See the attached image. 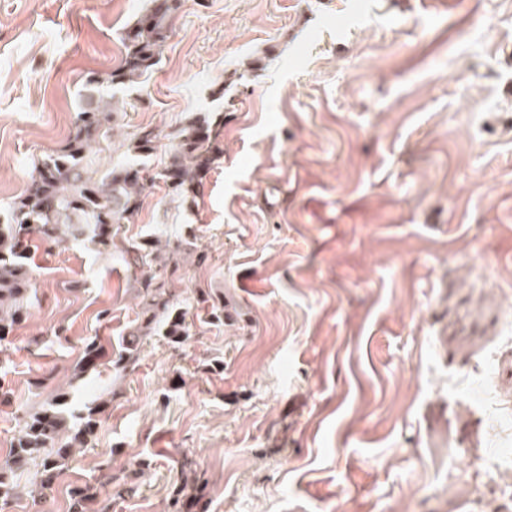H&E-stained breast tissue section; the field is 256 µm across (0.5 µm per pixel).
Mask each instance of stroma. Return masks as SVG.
<instances>
[{"instance_id": "35a3bbf8", "label": "stroma", "mask_w": 512, "mask_h": 512, "mask_svg": "<svg viewBox=\"0 0 512 512\" xmlns=\"http://www.w3.org/2000/svg\"><path fill=\"white\" fill-rule=\"evenodd\" d=\"M147 0H0V210L73 132L87 74L126 142L223 116L192 208L146 191L115 249L31 248V307L0 342V463L24 418L112 401L39 505L98 487L109 512H512L458 451L512 457V0H180L160 64L111 85ZM192 235L170 279L197 334L112 364L138 300L120 249ZM223 299L207 321L202 295ZM108 318H101L102 310ZM105 356L74 376L85 340ZM192 458V470L180 465ZM111 463L136 484L98 485Z\"/></svg>"}]
</instances>
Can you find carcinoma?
<instances>
[{
	"instance_id": "cac0c4a2",
	"label": "carcinoma",
	"mask_w": 512,
	"mask_h": 512,
	"mask_svg": "<svg viewBox=\"0 0 512 512\" xmlns=\"http://www.w3.org/2000/svg\"><path fill=\"white\" fill-rule=\"evenodd\" d=\"M177 9L178 0H149V6L123 29V57L110 74L112 85L132 86L159 64ZM98 83L94 75L86 78L73 135L64 149L34 162L35 175L30 177L25 193L0 220V340L28 313L32 288L25 263L28 241L37 238L61 243L84 237L108 250L112 248V234L104 227L134 223L148 185L161 182L171 197L193 203L203 174L221 153L219 130L210 118L198 117L175 132L170 161L163 169L155 171L148 164L158 138L150 127L141 128L129 141L122 163L100 169L96 156L112 148L117 108L95 94ZM191 246L185 237H154L134 242L122 251L133 269L139 302L123 342L124 351L115 364L117 376L134 367L150 337L162 334L175 345H183L190 338L187 313L175 307L168 288V270L178 269L180 261L190 255ZM100 359L97 340L86 341L76 375L96 368ZM62 400L58 394L48 406L27 416L9 461L0 467V512L20 497L13 475L30 464L34 465L30 484L38 488L37 499L45 498L50 480L89 444L107 403L100 398L78 424L61 410ZM70 498L71 512H87L94 495L90 487L76 485Z\"/></svg>"
}]
</instances>
